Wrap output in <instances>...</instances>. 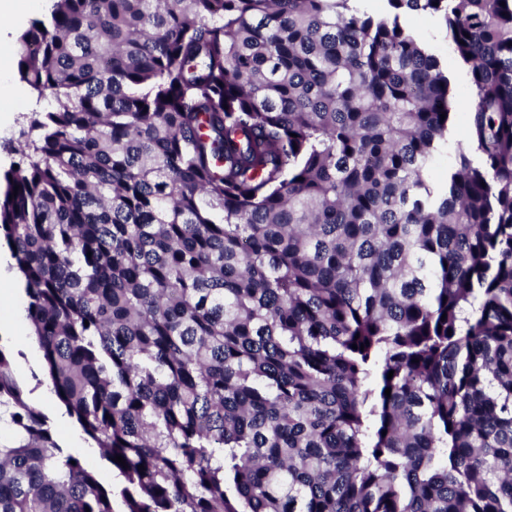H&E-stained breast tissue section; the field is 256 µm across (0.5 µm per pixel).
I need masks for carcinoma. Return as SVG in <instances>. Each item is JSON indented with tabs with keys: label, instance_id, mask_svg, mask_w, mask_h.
I'll return each instance as SVG.
<instances>
[{
	"label": "carcinoma",
	"instance_id": "obj_1",
	"mask_svg": "<svg viewBox=\"0 0 512 512\" xmlns=\"http://www.w3.org/2000/svg\"><path fill=\"white\" fill-rule=\"evenodd\" d=\"M359 2L53 0L21 33L0 237L120 481L0 346V512H512V0ZM405 10L471 69L441 181Z\"/></svg>",
	"mask_w": 512,
	"mask_h": 512
}]
</instances>
